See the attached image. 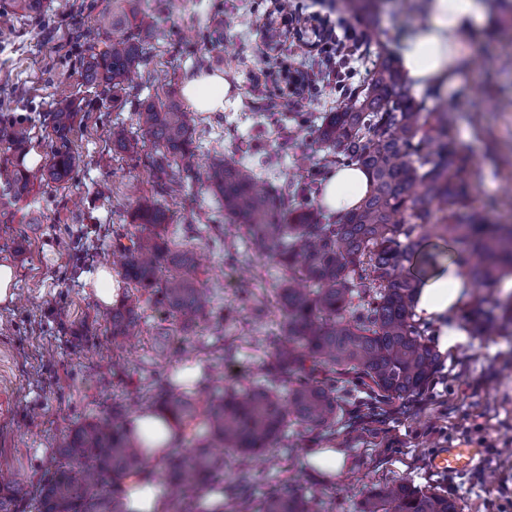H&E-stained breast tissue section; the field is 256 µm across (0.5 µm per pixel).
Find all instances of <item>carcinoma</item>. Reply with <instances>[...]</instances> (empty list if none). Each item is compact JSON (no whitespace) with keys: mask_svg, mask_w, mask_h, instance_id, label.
<instances>
[{"mask_svg":"<svg viewBox=\"0 0 512 512\" xmlns=\"http://www.w3.org/2000/svg\"><path fill=\"white\" fill-rule=\"evenodd\" d=\"M84 38L81 62L95 102L120 107L130 102L132 72L149 65L151 24L138 0H110ZM350 19L373 18L376 0H345ZM44 0H5L0 27L9 19L40 13ZM140 134L116 124L112 148L137 155L151 148L156 185L170 198L197 179L195 125L174 97L134 104ZM51 145L45 163L24 165L27 136L13 120L0 119V223L36 184L61 183L84 163L73 149L77 112L63 100L50 112ZM331 162L363 168L370 191L354 209L323 223L312 205L291 208L288 191L272 196L256 169L225 155L210 158L207 180L224 218L249 243L240 260L269 256L284 272L276 303L283 316L272 348L267 379L214 391L198 410L192 393L172 380L142 396L143 410L173 422V443L184 453L161 456L159 477L195 512L202 489L224 482V448L241 457H266L295 424L307 431L336 426L342 405L336 376H350L357 389L382 403L420 392L430 383L439 355L427 328L415 319L419 281L406 274L413 261L414 233L432 229L471 249L467 276L489 288L512 277V227L488 224L478 213L463 215L468 185L465 163L453 135L452 110L433 84L413 90L396 59L377 55L362 84L341 99L320 129ZM167 209L144 202L117 243L125 278L133 285L112 308V338L130 333L141 319V296L181 320L189 330L209 314L210 295L198 286L193 255L177 252L163 236ZM474 321L486 334L512 325V300L492 292L476 298ZM60 465L47 480L35 512H129L120 483L148 472L147 452L128 428L126 408L112 417L80 425L64 442ZM239 512H324L316 493L293 488L249 498ZM358 512H458L453 499L407 482L369 489Z\"/></svg>","mask_w":512,"mask_h":512,"instance_id":"carcinoma-1","label":"carcinoma"}]
</instances>
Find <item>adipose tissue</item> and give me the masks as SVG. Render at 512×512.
<instances>
[{"label": "adipose tissue", "instance_id": "obj_1", "mask_svg": "<svg viewBox=\"0 0 512 512\" xmlns=\"http://www.w3.org/2000/svg\"><path fill=\"white\" fill-rule=\"evenodd\" d=\"M428 31L412 35L402 51L407 78L418 87L431 80L452 77L457 59L471 54L482 39L477 0H422ZM231 86L221 73H199L186 79L183 93L199 112H220ZM370 189L368 174L360 167H342L329 174L320 198L333 214L355 208ZM462 268L447 260L424 276L416 311L439 316L462 307Z\"/></svg>", "mask_w": 512, "mask_h": 512}]
</instances>
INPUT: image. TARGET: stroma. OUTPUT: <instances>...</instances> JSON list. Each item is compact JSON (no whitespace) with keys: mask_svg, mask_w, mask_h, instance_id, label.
<instances>
[{"mask_svg":"<svg viewBox=\"0 0 512 512\" xmlns=\"http://www.w3.org/2000/svg\"><path fill=\"white\" fill-rule=\"evenodd\" d=\"M164 11L161 0H141L160 34L153 43L149 77H135L140 97L181 95L191 73L220 72L233 94L217 114L194 113L200 160L218 152L262 162L260 179L274 191H288L300 206L314 173L331 168L320 140L326 113L339 99L332 87L300 99L293 114L268 113L270 86L253 81L259 69L277 74L300 68L309 59L301 47L284 42L269 50L262 24L270 0H175ZM108 0H45L43 12L14 20L0 35V106L23 123L30 149L46 156L50 145L48 114L66 95L91 98L81 78L84 42ZM230 21L221 42H208L210 19ZM426 17L411 0H382L374 22H357L373 50L400 57L405 40ZM488 34L478 49L475 68H460L441 93L455 115V135L474 165L471 204L491 222L512 225V20L495 23L485 16ZM372 52L353 62L357 79L366 78ZM132 125L133 108L109 106L83 113L76 144L84 168L63 183L35 187L15 208L11 223H0V263L16 272L14 301L0 304V506L5 512H34L33 501L59 462V451L73 430L92 418L112 413L116 400L135 404L154 383L183 372H197L198 359L181 325L163 309L144 303L136 336L114 352L109 308L95 296V275L105 266L138 203L166 205L172 216L164 237L174 249H190L198 264L201 287L212 294L213 312L196 330L199 340L223 336L231 346L210 371L231 388L249 379L263 380L270 350L267 336L277 333L280 313L275 293L283 272L269 258L250 264L231 258L246 248L234 226L225 224L206 182L186 186L177 200L161 195L148 173L147 153L112 156L108 131L113 123ZM110 194H103V187ZM209 224L224 227L211 236ZM252 280L256 297L267 307L264 321H253L240 286ZM480 288L467 285L466 304L454 318H430L433 337L455 321L467 340L442 351L439 366L421 392L394 399L379 409L360 408L352 391L338 397L346 413L335 430L320 436L292 426L269 461L241 457L225 461L224 512H235L231 493L240 470L252 475V492L287 485L314 490L329 512H357L367 487L408 480L447 492L458 512H512V330L483 336L472 329L470 302ZM236 311L233 323L223 319ZM168 332L175 354L156 357L153 338ZM468 440L483 448L485 465L448 474L433 471L435 449ZM332 448L344 456L334 476L317 472L309 453Z\"/></svg>","mask_w":512,"mask_h":512,"instance_id":"1","label":"stroma"}]
</instances>
